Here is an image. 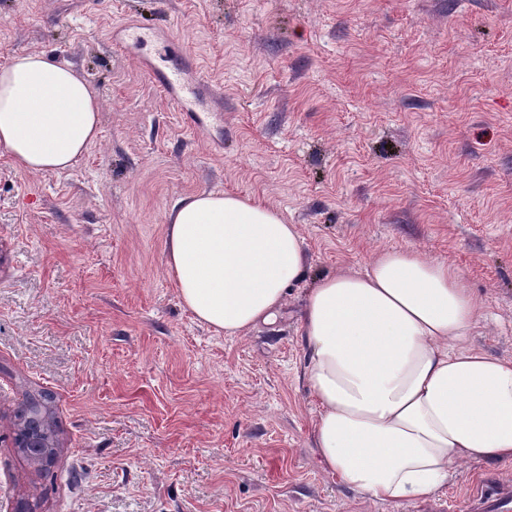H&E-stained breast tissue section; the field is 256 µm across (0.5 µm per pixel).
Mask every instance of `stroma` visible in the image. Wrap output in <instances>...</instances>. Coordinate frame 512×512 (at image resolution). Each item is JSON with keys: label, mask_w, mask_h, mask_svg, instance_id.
<instances>
[{"label": "stroma", "mask_w": 512, "mask_h": 512, "mask_svg": "<svg viewBox=\"0 0 512 512\" xmlns=\"http://www.w3.org/2000/svg\"><path fill=\"white\" fill-rule=\"evenodd\" d=\"M149 29L110 44L115 25ZM217 92L188 123L155 82ZM38 52L101 105L69 170L0 150V498L38 512H468L512 463L457 466L439 497L374 502L311 444L300 313L316 279L385 249L455 267L483 318L468 343L512 360V0H0V66ZM233 192L282 212L305 276L279 320L215 333L164 263L176 202ZM51 395L49 470L14 444ZM82 474L79 486L67 475Z\"/></svg>", "instance_id": "35a3bbf8"}]
</instances>
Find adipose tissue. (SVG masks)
I'll return each instance as SVG.
<instances>
[{"mask_svg": "<svg viewBox=\"0 0 512 512\" xmlns=\"http://www.w3.org/2000/svg\"><path fill=\"white\" fill-rule=\"evenodd\" d=\"M100 134L97 94L36 52L0 67V147L29 172H63ZM164 263L195 319L236 334L273 322L304 271L296 225L257 200L184 196ZM481 307L460 273L417 250L309 288L301 331L317 401L313 448L326 471L379 502L447 485L461 462H512V362L469 346Z\"/></svg>", "mask_w": 512, "mask_h": 512, "instance_id": "ef3b65f1", "label": "adipose tissue"}]
</instances>
